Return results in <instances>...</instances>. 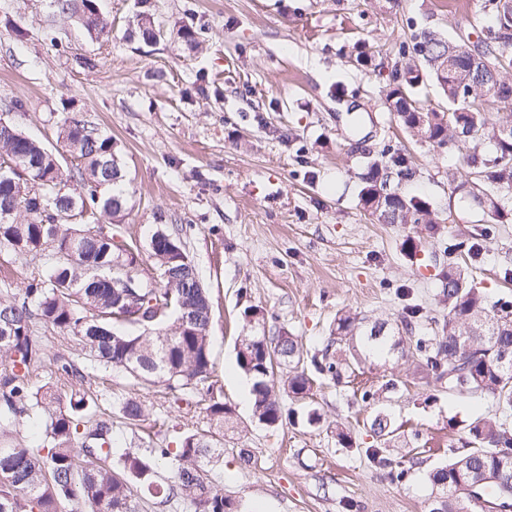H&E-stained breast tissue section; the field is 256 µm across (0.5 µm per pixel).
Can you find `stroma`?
<instances>
[{
  "label": "stroma",
  "instance_id": "stroma-1",
  "mask_svg": "<svg viewBox=\"0 0 512 512\" xmlns=\"http://www.w3.org/2000/svg\"><path fill=\"white\" fill-rule=\"evenodd\" d=\"M156 19L204 27L198 45L176 35L147 46L127 39L137 0H99L112 37L90 35L53 0H0V117L49 149H60L66 106L117 144L126 172L128 214L120 226L141 250L139 273L160 277L149 252L158 225L178 230L213 306L209 328L212 382L239 427L226 433L212 477L247 512H427V478L447 462L456 434L449 420L471 421L496 410L487 394L451 397L415 375L400 355L357 368L341 383L322 380L312 404L320 426L259 423L242 406L236 339L251 327L246 310H264L268 328L299 336L307 352L321 349L336 314L350 309L369 321L395 324L406 304L440 316L438 273L449 239L483 241L469 271L492 299L512 300V224H484L454 184L469 173L465 149L439 150L409 139L388 111L385 94L414 32L430 28L454 38L477 37L489 21L485 0H150ZM27 30L17 40L15 27ZM58 45H51V38ZM373 56L357 65L361 43ZM21 101L22 110L10 109ZM411 154L416 169L405 192L426 196L442 214L447 236L427 238L418 258L404 241L416 229L380 224L359 205L365 153ZM44 361L36 383L60 397L72 385L56 358L83 357L76 338L59 340L38 326ZM398 391L384 390L388 379ZM113 396L135 394L145 430L116 424L131 450L172 448L203 422L206 404L173 401L159 388L113 371L101 382ZM374 390V404L362 394ZM394 418L399 456L409 474L397 483L373 468L376 409ZM356 445L344 448L337 422Z\"/></svg>",
  "mask_w": 512,
  "mask_h": 512
}]
</instances>
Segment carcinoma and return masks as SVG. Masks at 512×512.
<instances>
[{"instance_id":"cac0c4a2","label":"carcinoma","mask_w":512,"mask_h":512,"mask_svg":"<svg viewBox=\"0 0 512 512\" xmlns=\"http://www.w3.org/2000/svg\"><path fill=\"white\" fill-rule=\"evenodd\" d=\"M58 12L75 15L85 29L110 37L111 28L97 0H55ZM129 35L146 45L161 40L150 0ZM512 0L493 5L492 22L478 43L477 57H456L445 69L458 40L432 31L402 45L403 63L386 90L389 110L420 143H449L468 149L473 177L455 190L466 195L483 221L511 224L512 208L503 204L512 191V113L493 114L485 103L494 87L512 95ZM434 81L446 105L426 108L413 92ZM59 137L75 164L63 166L58 156L14 126L0 129V252L42 256L46 269L31 278L23 293H0V512H60L64 501L88 504L90 512H136V486L155 497L177 494L195 512H237L235 502L210 476L224 454V432L236 428L233 411L209 383L212 374L209 327L212 307L199 277L188 267L180 237L159 227L150 238L151 256L162 277L143 279L137 271L138 249L120 234L128 210L126 193L105 195L103 187L124 180L116 143L81 112L66 113ZM359 204L384 224H416L428 236H443L439 212L421 197L406 195L402 185L415 168L404 152L386 163L367 165ZM11 214L3 215L4 210ZM447 266L439 272L440 303L446 313L435 320L432 336L416 335L422 309L409 308L392 331L382 323L365 324L350 311L339 313L331 336L319 353L305 358L297 337L280 329L267 336L256 309L245 311L256 329L239 338L237 360L253 379V415L273 427L283 421L274 391V369L288 367L283 392L304 399L313 389L306 366L336 382L367 360L400 352L432 377L448 396L489 393L496 416L479 417L448 429L460 430L448 464L429 474V512H497L512 501V431L504 419L512 415V302L490 298L468 277L464 258L476 259L478 239L448 244ZM42 324L59 336L82 342L86 363L63 355L57 373L76 383L67 402L34 384L42 366L43 346L34 327ZM120 370L138 382L164 387L173 397L206 390V425L183 434L176 448H144L133 452L113 433L112 416L96 413L101 393L94 374ZM120 418L139 427L145 408L135 396L118 402ZM43 429L37 445L18 438L20 429ZM370 429L385 444L396 440L397 427L378 411ZM369 459L402 482L407 470L385 455L368 450ZM178 462L174 484L157 481L165 460ZM477 487L487 507L471 503L469 493L453 491L459 481Z\"/></svg>"}]
</instances>
